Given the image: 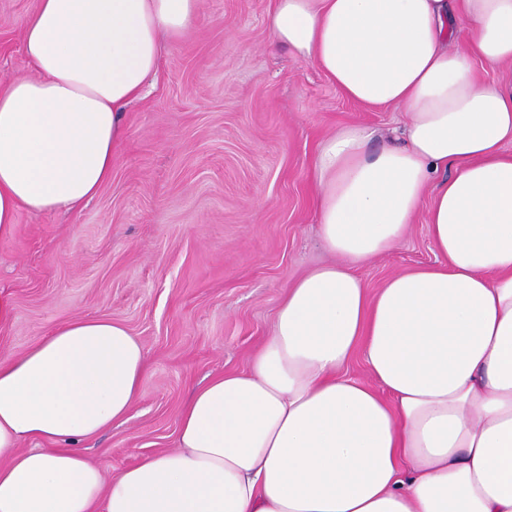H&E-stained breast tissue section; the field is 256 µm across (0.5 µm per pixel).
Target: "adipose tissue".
Returning <instances> with one entry per match:
<instances>
[{
	"label": "adipose tissue",
	"mask_w": 512,
	"mask_h": 512,
	"mask_svg": "<svg viewBox=\"0 0 512 512\" xmlns=\"http://www.w3.org/2000/svg\"><path fill=\"white\" fill-rule=\"evenodd\" d=\"M273 41L351 100L312 178L333 264L288 289L244 373L195 389L174 450L106 479L72 445L124 421L147 371L122 323L77 318L0 355V512H512V0H273ZM199 0H37L31 71L0 81V237L112 176L123 111ZM453 167L445 179L437 173ZM425 212L437 264L370 290L356 266ZM369 381L342 375L355 353Z\"/></svg>",
	"instance_id": "adipose-tissue-1"
}]
</instances>
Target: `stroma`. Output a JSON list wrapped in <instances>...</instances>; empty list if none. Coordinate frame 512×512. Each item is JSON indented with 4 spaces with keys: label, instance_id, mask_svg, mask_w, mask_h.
I'll list each match as a JSON object with an SVG mask.
<instances>
[{
    "label": "stroma",
    "instance_id": "1",
    "mask_svg": "<svg viewBox=\"0 0 512 512\" xmlns=\"http://www.w3.org/2000/svg\"><path fill=\"white\" fill-rule=\"evenodd\" d=\"M0 0V80L29 72L24 17ZM272 0H199L167 42L147 95L125 113L112 177L66 213L21 211L0 238V354L79 317L123 323L148 371L124 422L75 448L106 477L174 449L181 407L208 377L248 370L288 287L329 262L310 180L318 141L344 125L396 142L408 116L346 98L316 66L275 45ZM425 213L386 255L357 267L375 289L434 262Z\"/></svg>",
    "mask_w": 512,
    "mask_h": 512
}]
</instances>
